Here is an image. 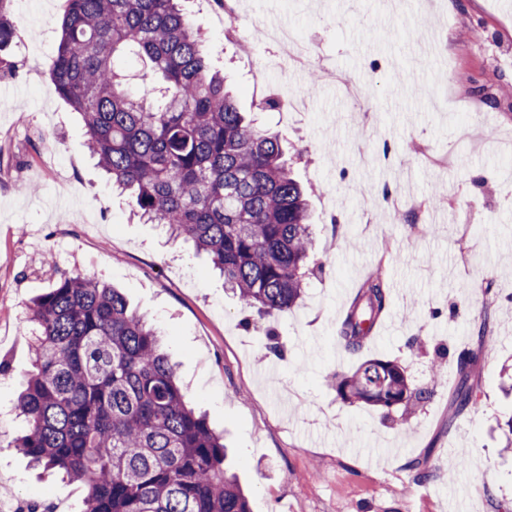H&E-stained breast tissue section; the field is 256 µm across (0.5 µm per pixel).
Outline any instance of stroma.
Here are the masks:
<instances>
[{"label": "stroma", "instance_id": "stroma-1", "mask_svg": "<svg viewBox=\"0 0 512 512\" xmlns=\"http://www.w3.org/2000/svg\"><path fill=\"white\" fill-rule=\"evenodd\" d=\"M181 4L240 108L283 136L309 191L319 269L296 307L245 329L207 256L141 220L85 148L82 119L49 76L66 0H14L23 37L5 53L14 73L0 72V357L12 368L0 377V512L35 499L80 512L87 494L11 445L32 363L28 305L72 272L118 288L163 332L188 400L224 434L251 512H512L500 429L512 416L501 388L512 364V11L501 0H241L240 22L260 28L244 50L225 39L213 0ZM273 19L310 46V67L277 61ZM325 65L335 82L308 94ZM259 69L266 92L308 94L304 124L256 110ZM379 267L396 327L352 355L338 326ZM484 312L487 346L471 334ZM271 329L285 358L267 350ZM463 348L478 353L479 408L456 416ZM364 357L399 361L430 400L407 421L343 402L334 377ZM452 454L464 468L449 470ZM420 469L426 482L414 480Z\"/></svg>", "mask_w": 512, "mask_h": 512}]
</instances>
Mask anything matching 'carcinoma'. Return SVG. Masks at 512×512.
I'll return each mask as SVG.
<instances>
[{"mask_svg": "<svg viewBox=\"0 0 512 512\" xmlns=\"http://www.w3.org/2000/svg\"><path fill=\"white\" fill-rule=\"evenodd\" d=\"M0 0V49L22 38ZM146 61L156 80L138 94L121 62ZM50 77L82 116L112 186L152 224L206 253L243 310L285 312L302 297L313 249L311 213L282 157L281 136L240 112L224 73L200 47L179 0H67ZM369 278L341 324L360 352L386 311ZM34 371L17 407L14 447L45 471L86 485L82 512H250L224 439L185 400L162 336L94 276L63 274L29 306ZM472 351L456 358L458 413L477 410ZM352 404H424L394 360L370 358L336 376Z\"/></svg>", "mask_w": 512, "mask_h": 512, "instance_id": "carcinoma-1", "label": "carcinoma"}]
</instances>
